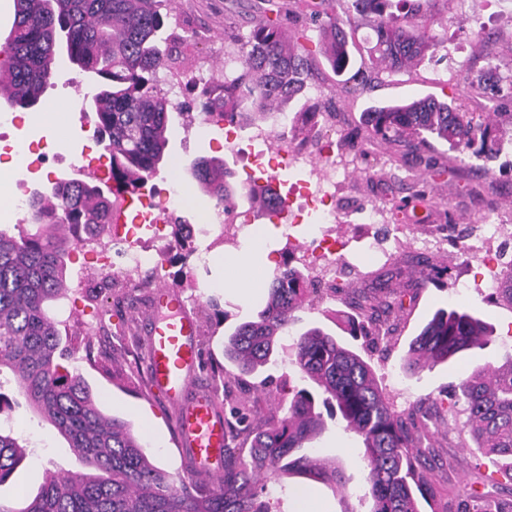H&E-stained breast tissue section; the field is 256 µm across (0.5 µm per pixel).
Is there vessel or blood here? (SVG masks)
Instances as JSON below:
<instances>
[{
  "instance_id": "obj_1",
  "label": "vessel or blood",
  "mask_w": 512,
  "mask_h": 512,
  "mask_svg": "<svg viewBox=\"0 0 512 512\" xmlns=\"http://www.w3.org/2000/svg\"><path fill=\"white\" fill-rule=\"evenodd\" d=\"M146 324V394L173 410L172 443L189 472L211 477L220 469L228 431L213 393L196 385L204 362L199 317L177 285L160 284L151 293Z\"/></svg>"
}]
</instances>
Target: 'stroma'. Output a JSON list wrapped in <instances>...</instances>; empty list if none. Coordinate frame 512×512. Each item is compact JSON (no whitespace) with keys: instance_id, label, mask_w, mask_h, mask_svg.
<instances>
[{"instance_id":"35a3bbf8","label":"stroma","mask_w":512,"mask_h":512,"mask_svg":"<svg viewBox=\"0 0 512 512\" xmlns=\"http://www.w3.org/2000/svg\"><path fill=\"white\" fill-rule=\"evenodd\" d=\"M227 2L172 0L171 22L184 42L176 60L158 74V86L172 103L189 100L183 87L187 79L201 85L223 75L226 47L248 34L251 17L263 0H239V8L232 11L227 9ZM473 9L484 11L490 32L512 33V0H501L499 6L489 10L482 0H473L469 6L462 0H438L434 31L443 39L445 51L440 62L383 69L363 93L351 95L345 93L326 59L319 55L313 62V78L305 97L289 102L284 112H270L264 119V126L274 129L282 114L293 115L314 104H330L336 114L337 135L353 128L359 131L355 146L348 152L344 178L336 188L346 212L335 224L334 236L354 244L367 235L386 238L395 224L405 228L396 245L395 262L387 266L365 263L361 273L345 278L335 299L323 301L313 296L295 311L288 327L275 338L269 364L251 374L240 372L225 359L224 341L237 325L256 319L268 302L276 266L289 252H302L303 240L279 238L270 266L260 270L258 293L248 298L222 289L225 271L218 264L197 265L176 252L162 255L164 282L181 286L202 324L201 342L207 362L201 385L215 388L227 417L239 412L246 415L245 422L234 426L233 448L249 449L255 434L264 429L270 411L287 406L296 390L307 387V380L291 364L288 347L308 329L322 328L370 364L385 400L405 425L425 421L422 451L428 463L424 472L426 488L418 498L419 512H458L472 484L494 485L498 479L492 465L479 462L481 453L464 427L468 418L465 404L457 395L462 381L478 377L493 382L512 358V269L503 275L504 288L474 292L462 305L463 310L490 327L488 343L445 362L421 357L418 370L410 373L402 369L401 363L412 340L436 311L449 309L448 295L456 281L476 275L479 267L450 244L432 248L422 266L409 260L408 254L430 239L449 217H456L460 229L467 231L477 227L488 211L508 216L498 243L512 251V149L492 161L489 172L484 173L461 164L456 151L441 144L438 156L445 167L433 171L414 165L398 145L370 138L362 112L373 104L425 96L440 100L454 97L465 111H477L478 102L471 97L466 77L485 67L487 45L471 35L468 14ZM189 119V114L171 113L169 144L157 175L179 180L189 187L196 207L210 209L216 201L198 187L191 174L193 161L201 156L217 157L235 171L239 160L216 145L221 135L217 126L212 127L209 136L184 144L182 126ZM372 207L381 211V223H361L359 210ZM94 268V263L79 254L67 262L68 282L83 279L90 291L80 307L63 320V342L73 352L66 365L90 385L96 404L105 413L130 423L152 463L169 473L184 474L183 462L171 443V412L161 402L145 396V317L152 287L146 283L136 290L98 288L94 285ZM365 295L393 296L402 301L403 310L385 330H377L374 316L352 303L353 298ZM352 320L365 326L366 335L350 336L348 323ZM321 419V426L303 447L320 471V478L288 474L273 480L262 471L255 477L256 485L275 484L271 500L274 512H295V491L300 487L308 489L325 512H373L361 438L329 409H322ZM40 422L15 383L0 388V430L13 433L27 445L26 458L0 484V503L15 512L37 494L47 471L87 469L58 433L50 435L49 452H41L29 432Z\"/></svg>"}]
</instances>
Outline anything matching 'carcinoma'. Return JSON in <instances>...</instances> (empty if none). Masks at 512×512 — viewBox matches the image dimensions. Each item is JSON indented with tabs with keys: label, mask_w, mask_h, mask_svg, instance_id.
Wrapping results in <instances>:
<instances>
[{
	"label": "carcinoma",
	"mask_w": 512,
	"mask_h": 512,
	"mask_svg": "<svg viewBox=\"0 0 512 512\" xmlns=\"http://www.w3.org/2000/svg\"><path fill=\"white\" fill-rule=\"evenodd\" d=\"M326 0L307 4L306 16L321 28L323 55L332 71L344 74L352 63L348 31L364 18L367 68L417 66L441 41L432 33L433 0ZM288 0L258 15L248 35L225 60L239 66L236 76L205 84L194 104L214 124L261 120L270 111L306 93L309 54L291 50L282 17ZM170 16L169 0H14L8 64L0 68V96L12 107L37 106L57 75L59 35L65 36L71 63L93 75L94 136L108 153L112 182L137 191L157 171L164 150L169 113L175 107L157 91L159 69L178 53L183 38L162 37ZM496 84L485 68L470 77L479 95ZM364 124L376 139L393 142L428 168L440 169L435 143L470 159L497 158L505 134L487 116L462 112L455 101L424 97L407 103L371 105ZM194 177L202 190L230 206L243 187L224 161L200 157ZM30 222L36 234L11 236L0 230V369L12 373L19 391L93 472L49 471L40 493L18 511L0 503V512H271L252 475L300 472L318 476L309 456L295 455L318 427L315 397L297 390L286 410L268 418L246 454L224 448V469L208 484L173 478L149 461L131 425L107 415L90 388L62 361L60 325L52 304L67 295L66 259L87 238H101L112 224V198L94 180L59 181L47 193H31ZM309 292L302 271L284 261L276 269L266 308L257 319L235 327L224 354L250 373L270 361L274 336L286 328ZM487 342L480 320L465 310H438L411 344L444 361ZM302 377L323 390V405L339 412L364 445L366 482L373 512H418L410 481L415 468L400 416L384 402L369 364L336 338L313 328L291 344ZM469 415L468 433L494 461L502 480L512 485V368L497 374L493 386L477 380L460 385ZM26 447L0 433V484L24 459Z\"/></svg>",
	"instance_id": "obj_1"
}]
</instances>
